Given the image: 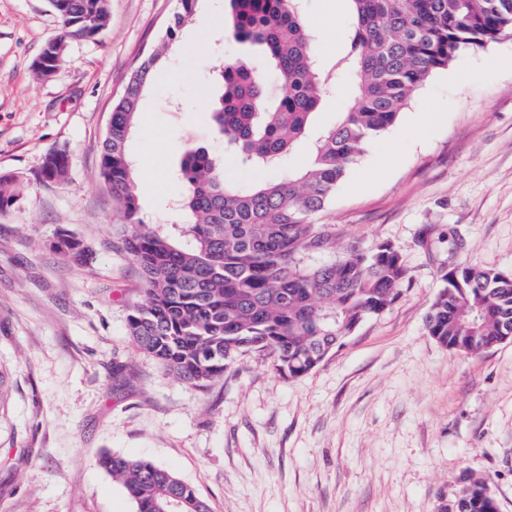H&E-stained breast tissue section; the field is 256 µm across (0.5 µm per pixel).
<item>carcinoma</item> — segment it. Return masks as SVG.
Returning <instances> with one entry per match:
<instances>
[{
  "label": "carcinoma",
  "instance_id": "carcinoma-1",
  "mask_svg": "<svg viewBox=\"0 0 512 512\" xmlns=\"http://www.w3.org/2000/svg\"><path fill=\"white\" fill-rule=\"evenodd\" d=\"M110 0H50L62 34L41 55L62 59L65 41L90 39L107 25ZM198 0H180L167 28L192 21ZM230 36L261 46L268 65L228 60L216 68L221 94L211 109L238 166L261 169L310 141L306 164L242 188L224 180V160L205 148L186 152L174 178L183 187L179 208L193 245L184 248L139 216L134 165L126 144L144 87L168 48L164 42L131 73L112 107L103 141L101 175L124 224V248L142 278L140 300L128 306L126 326L135 348L183 382L204 388L247 352H268L276 370L299 379L317 368L328 348L343 344L367 318L395 304L409 271L399 249L380 243L368 255L336 238L333 224H316L336 185L367 144L392 126L430 77L467 48L512 34V0H349L350 49L345 59L352 103L336 123L312 134L324 87L333 75L318 62L316 39L301 0H228ZM275 75L282 93L265 96ZM61 183L66 164L42 168ZM20 191L0 178V211ZM51 250L86 266L88 243L58 230ZM430 306L427 331L450 350L478 354L512 337V278L495 269L449 268ZM96 464L120 483L135 512H161L167 496L182 512L209 509L195 490L146 460L101 453ZM450 512H497L478 482Z\"/></svg>",
  "mask_w": 512,
  "mask_h": 512
}]
</instances>
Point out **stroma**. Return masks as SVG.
Listing matches in <instances>:
<instances>
[{"label":"stroma","instance_id":"35a3bbf8","mask_svg":"<svg viewBox=\"0 0 512 512\" xmlns=\"http://www.w3.org/2000/svg\"><path fill=\"white\" fill-rule=\"evenodd\" d=\"M97 37L67 41L49 78L32 65L61 35L49 0H0V176L18 204L0 213V367L12 374L0 419V512H135L95 464L104 451L174 472L211 512H445L483 481L512 512V342L479 354L437 343L426 317L448 267L512 273V38L459 52L397 122L347 169L316 216L366 252L396 245L409 268L401 298L362 323L311 373L280 375L249 352L205 389L139 353L126 308L140 272L102 183L112 104L142 58L169 42L144 90L128 152L141 216L190 244L172 179L184 152L226 156L238 186L303 166L308 143L253 171L230 161L206 108L224 0L167 40L178 0H111ZM323 70L349 49L348 0H303ZM64 183H43L48 153ZM83 237L87 266L49 248L59 229Z\"/></svg>","mask_w":512,"mask_h":512}]
</instances>
